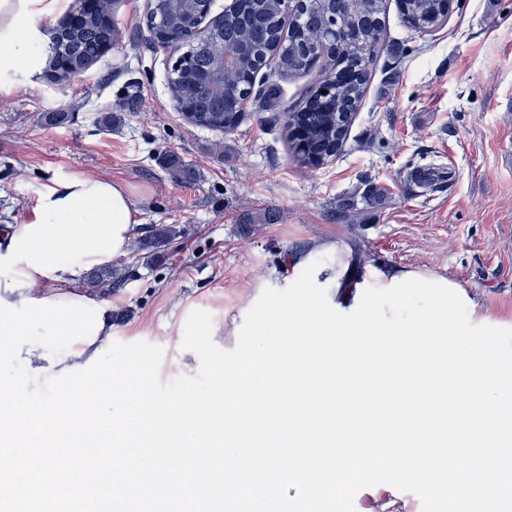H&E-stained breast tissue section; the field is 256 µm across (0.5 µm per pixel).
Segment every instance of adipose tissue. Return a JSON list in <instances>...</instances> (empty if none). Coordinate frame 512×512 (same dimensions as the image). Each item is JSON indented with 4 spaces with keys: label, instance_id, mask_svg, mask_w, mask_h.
I'll return each instance as SVG.
<instances>
[{
    "label": "adipose tissue",
    "instance_id": "obj_1",
    "mask_svg": "<svg viewBox=\"0 0 512 512\" xmlns=\"http://www.w3.org/2000/svg\"><path fill=\"white\" fill-rule=\"evenodd\" d=\"M67 0H0V91L16 78L40 69L35 53V20L50 18ZM131 187L105 176L69 173L54 177L37 195L34 216L0 230V298L19 304L27 298L96 302L104 321L93 343L74 344V353L50 369L84 365L112 340V302L79 288L78 279L94 267L124 257L138 225Z\"/></svg>",
    "mask_w": 512,
    "mask_h": 512
}]
</instances>
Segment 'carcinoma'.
<instances>
[{"instance_id": "obj_1", "label": "carcinoma", "mask_w": 512, "mask_h": 512, "mask_svg": "<svg viewBox=\"0 0 512 512\" xmlns=\"http://www.w3.org/2000/svg\"><path fill=\"white\" fill-rule=\"evenodd\" d=\"M150 27L154 37L177 30L188 22H203L211 11V0H153ZM407 26L418 33H430L448 23L445 0H400ZM386 0H305L290 21L280 0H245L210 22L212 32L198 39L184 31L186 54L190 58L188 77L191 95L176 100L177 109L193 114L196 124L223 130L225 121L244 111L258 74L270 61L283 73L302 74L322 56L331 64L322 74L324 95L305 100L298 118L300 134L290 140L297 159L310 165L327 159L342 148L348 129L345 117L357 112L369 79V67L378 48L384 26ZM336 25V39L329 41L330 26ZM104 37L96 24L71 31L50 32L46 59H93ZM241 49L233 64L224 65L222 83L205 79L221 51ZM180 235L174 224H157L141 239L138 250L160 255ZM125 276L114 265L99 267L84 276L92 291L110 293L124 285Z\"/></svg>"}]
</instances>
